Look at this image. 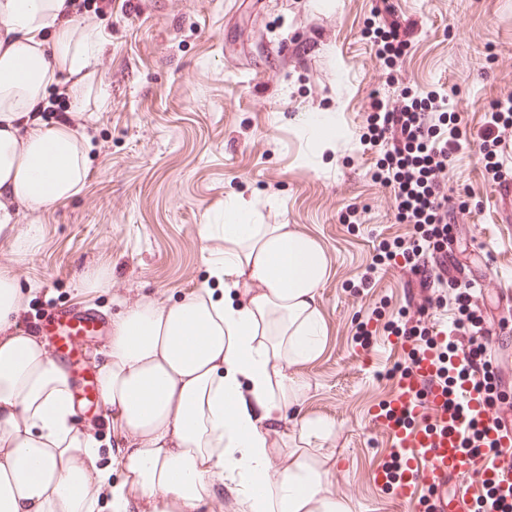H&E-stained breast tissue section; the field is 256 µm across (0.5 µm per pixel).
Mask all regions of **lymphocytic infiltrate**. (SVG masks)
I'll return each instance as SVG.
<instances>
[{
  "instance_id": "f902f5d3",
  "label": "lymphocytic infiltrate",
  "mask_w": 512,
  "mask_h": 512,
  "mask_svg": "<svg viewBox=\"0 0 512 512\" xmlns=\"http://www.w3.org/2000/svg\"><path fill=\"white\" fill-rule=\"evenodd\" d=\"M363 110L364 140L383 154L377 176L393 191L395 218L414 228L400 249L411 271L422 275L424 297L417 312L425 314L427 308L443 303L459 312L446 335L421 333L413 325L404 326L402 334L411 343L410 353L427 355L439 378L457 375L476 394L473 402L453 399L448 403L451 417L464 414L469 418L461 430L463 445L499 452L501 426L487 422L489 408L497 404L489 371L490 332L475 314L469 284L423 268L426 250L437 248L448 233V197L441 187L459 149L453 115L445 99L433 90L413 93L405 89L386 98L373 96Z\"/></svg>"
}]
</instances>
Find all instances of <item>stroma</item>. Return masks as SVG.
Listing matches in <instances>:
<instances>
[{
    "mask_svg": "<svg viewBox=\"0 0 512 512\" xmlns=\"http://www.w3.org/2000/svg\"><path fill=\"white\" fill-rule=\"evenodd\" d=\"M413 30L405 86L449 97L460 130L448 194L464 203L457 258L488 271L475 294L500 315L512 292V172L484 170L479 136L497 97L512 91V0H390ZM378 0H112L84 13L98 29L93 94L83 112H45L70 123L90 176L69 199L19 209L0 233V273L32 285L24 327L38 329L75 304L104 322L139 300L176 302L208 277L237 206L261 224L314 237L330 260L319 290L325 345L299 367L304 416L333 425L321 444L329 480L352 512H426L418 486L400 500L374 483L394 441L376 423L391 402L412 316L402 258L381 248L411 237L395 220L390 188L372 177L378 152L360 141L361 105L393 86L363 30ZM326 113L336 145L313 149L306 115ZM99 288L82 285L86 274Z\"/></svg>",
    "mask_w": 512,
    "mask_h": 512,
    "instance_id": "obj_1",
    "label": "stroma"
}]
</instances>
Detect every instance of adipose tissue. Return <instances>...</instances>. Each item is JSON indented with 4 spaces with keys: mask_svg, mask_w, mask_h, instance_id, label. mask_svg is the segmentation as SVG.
Segmentation results:
<instances>
[{
    "mask_svg": "<svg viewBox=\"0 0 512 512\" xmlns=\"http://www.w3.org/2000/svg\"><path fill=\"white\" fill-rule=\"evenodd\" d=\"M98 53L96 28L67 17L64 0H0V229L15 205L66 200L85 179L68 126L20 116L50 87L79 86ZM328 274L315 239L228 213L210 264L223 296L205 283L113 323L97 364L103 438L84 428L45 343L18 325L25 288L0 274V512H215L228 480L246 512H351L309 450L329 423L300 418L279 468L270 442L307 386L295 367L322 350Z\"/></svg>",
    "mask_w": 512,
    "mask_h": 512,
    "instance_id": "obj_1",
    "label": "adipose tissue"
}]
</instances>
